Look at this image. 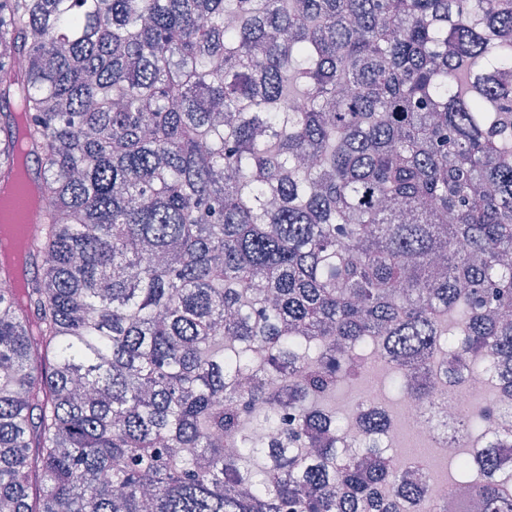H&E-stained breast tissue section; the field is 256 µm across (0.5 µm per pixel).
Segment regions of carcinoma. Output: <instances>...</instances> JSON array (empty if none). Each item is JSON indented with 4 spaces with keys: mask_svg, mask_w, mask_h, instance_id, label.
Listing matches in <instances>:
<instances>
[{
    "mask_svg": "<svg viewBox=\"0 0 512 512\" xmlns=\"http://www.w3.org/2000/svg\"><path fill=\"white\" fill-rule=\"evenodd\" d=\"M19 102L44 182L22 298L0 271V512H439L326 402L365 375L342 344L404 396L427 346L512 396V0H0L12 179ZM507 410L451 459L486 512Z\"/></svg>",
    "mask_w": 512,
    "mask_h": 512,
    "instance_id": "obj_1",
    "label": "carcinoma"
}]
</instances>
